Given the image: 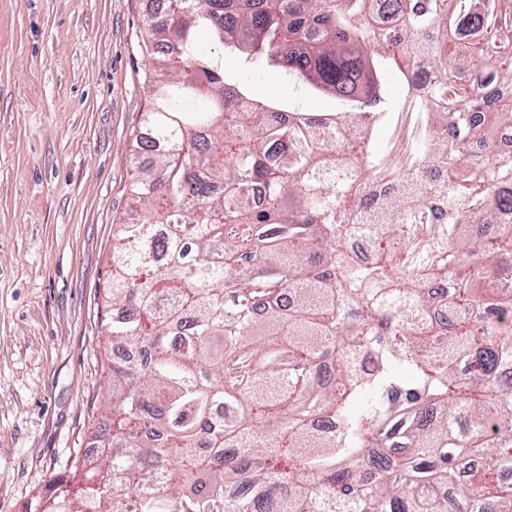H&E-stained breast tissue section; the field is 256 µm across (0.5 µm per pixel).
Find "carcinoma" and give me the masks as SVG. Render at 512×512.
<instances>
[{"instance_id":"carcinoma-1","label":"carcinoma","mask_w":512,"mask_h":512,"mask_svg":"<svg viewBox=\"0 0 512 512\" xmlns=\"http://www.w3.org/2000/svg\"><path fill=\"white\" fill-rule=\"evenodd\" d=\"M374 2L164 0L148 16L135 151L151 162L112 239L127 310L107 322L112 442L40 512H512V196L496 195L512 183V0H390L401 45ZM225 41L335 111L231 87L203 48ZM417 47L440 72L423 93ZM488 66L487 88L466 79ZM407 114L420 137L402 172L380 138ZM383 177L412 186L361 224L362 186ZM442 280L445 321L420 291Z\"/></svg>"}]
</instances>
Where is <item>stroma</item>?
Instances as JSON below:
<instances>
[{
    "mask_svg": "<svg viewBox=\"0 0 512 512\" xmlns=\"http://www.w3.org/2000/svg\"><path fill=\"white\" fill-rule=\"evenodd\" d=\"M152 0H0V512H36L49 485L112 437L105 321L112 235L132 201ZM257 99L331 112L211 45Z\"/></svg>",
    "mask_w": 512,
    "mask_h": 512,
    "instance_id": "stroma-1",
    "label": "stroma"
}]
</instances>
